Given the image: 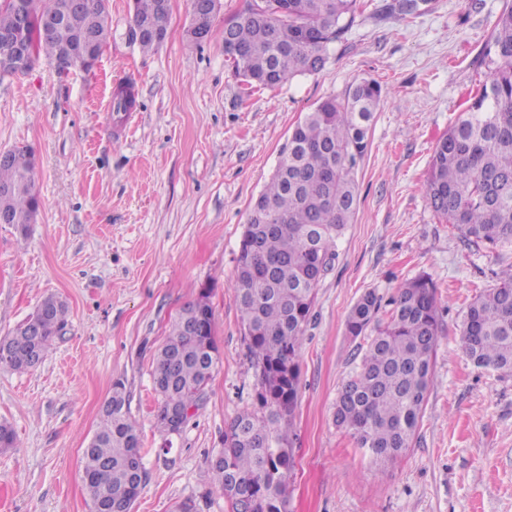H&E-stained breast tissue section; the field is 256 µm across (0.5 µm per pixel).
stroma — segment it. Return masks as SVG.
I'll list each match as a JSON object with an SVG mask.
<instances>
[{
	"mask_svg": "<svg viewBox=\"0 0 512 512\" xmlns=\"http://www.w3.org/2000/svg\"><path fill=\"white\" fill-rule=\"evenodd\" d=\"M386 2L360 0L321 71L271 89L249 88L224 54V26L248 0H220L200 43L186 37L189 0H170L166 36L149 53L129 35L132 0H110L112 37L93 70L61 72L42 58L0 79V152L32 153L40 200L26 235L0 224V336L47 296L69 309L41 363L0 367V421L18 441L0 451V512H90L82 451L118 378L148 472L134 512L185 502L229 512L209 459L231 419L257 406L233 296L244 226L297 122L363 80L384 98L356 169L358 208L300 352L288 512H512V376L476 368L459 332L512 251L465 246L423 192L437 141L495 68L486 47L512 0H428L406 20L382 15ZM124 81L137 105L118 123L112 93ZM424 272L442 318L433 384L410 448L377 464L334 422L338 389L368 347L345 322L364 292L387 299ZM204 288L220 361L168 440L155 426L153 352Z\"/></svg>",
	"mask_w": 512,
	"mask_h": 512,
	"instance_id": "stroma-1",
	"label": "stroma"
}]
</instances>
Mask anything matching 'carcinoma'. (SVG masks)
Here are the masks:
<instances>
[{"label": "carcinoma", "instance_id": "carcinoma-1", "mask_svg": "<svg viewBox=\"0 0 512 512\" xmlns=\"http://www.w3.org/2000/svg\"><path fill=\"white\" fill-rule=\"evenodd\" d=\"M34 14L63 16L57 34L39 40L40 54L59 61L66 46L91 39L105 47L111 33L107 0H28ZM189 39L212 33L214 14H202L190 0ZM132 40L144 50L160 45L137 31L151 23L167 31L169 8L161 0H133ZM359 14L357 0H249L245 12L224 32L242 54L224 51L233 73L250 85L275 87L298 74H315L328 44L344 37ZM8 0H0V34L18 33ZM488 53L496 68L478 96L437 142L424 184L432 210L462 239L496 251L512 247V6L498 17ZM381 101L373 81L353 86L344 100L328 97L293 128L288 144L255 200L241 239L234 280L247 349L258 377L261 412L244 410L224 430L222 448L210 467L231 512H288V475L293 467L290 423L299 395V356L313 317L316 288L337 259V243L356 211L357 160L367 150V127ZM135 105V90L119 84L112 95L115 118ZM34 160L26 150L0 162V215L14 220L19 234L38 210ZM496 283L469 305L460 332L470 361L485 371L512 375V264L494 273ZM209 292H199L171 325L154 354L153 384L159 396L156 426L166 436L168 406L195 410L219 360ZM387 321L381 298L363 293L350 310L346 333L374 332L359 371L342 384L335 421L375 463H394L410 448L432 378V358L441 332L435 285L423 273L397 286ZM32 318L1 336L0 367L24 371L36 366L66 328L67 305L45 298ZM125 384L113 382L97 428L83 449L82 468L91 512L132 509L147 480L136 470L141 437L129 411Z\"/></svg>", "mask_w": 512, "mask_h": 512}]
</instances>
